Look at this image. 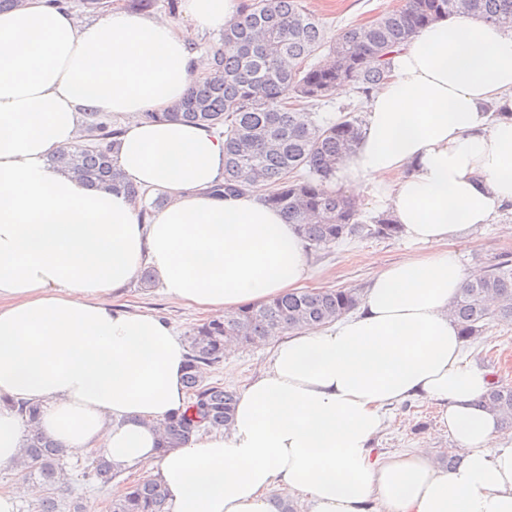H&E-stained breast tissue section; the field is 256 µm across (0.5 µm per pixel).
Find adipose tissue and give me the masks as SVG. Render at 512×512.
Here are the masks:
<instances>
[{
	"label": "adipose tissue",
	"instance_id": "adipose-tissue-1",
	"mask_svg": "<svg viewBox=\"0 0 512 512\" xmlns=\"http://www.w3.org/2000/svg\"><path fill=\"white\" fill-rule=\"evenodd\" d=\"M100 2L86 22L55 0L0 11V467L20 454L27 400L68 454L150 464L170 512H276L277 487L306 512H512V445L478 404L491 378L448 315L467 278L450 243L512 205V28L449 14L419 29L338 163L428 253L376 273L352 316L280 341L229 428L161 451L159 424L189 406L186 347L117 297L147 266L168 299L220 317L298 287L309 256L260 197L213 193L221 134L151 118L199 75L190 34L222 29L238 0H181L180 29ZM92 115L121 119L117 166L165 197L151 220L49 165ZM407 398L443 405L456 468L424 447L374 456L384 407Z\"/></svg>",
	"mask_w": 512,
	"mask_h": 512
}]
</instances>
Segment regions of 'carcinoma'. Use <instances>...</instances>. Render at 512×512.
<instances>
[{
    "mask_svg": "<svg viewBox=\"0 0 512 512\" xmlns=\"http://www.w3.org/2000/svg\"><path fill=\"white\" fill-rule=\"evenodd\" d=\"M451 13L512 26V0H405L401 7L328 39L301 0L244 4L224 25L223 46L204 62L203 77L170 111L146 117L205 125L224 136V181L214 192L257 193L267 182L281 184L282 190L266 202L310 246L325 249L352 237H395L400 225L391 211L364 221L352 198L330 189L337 162L359 144L358 120L322 123L310 108L343 86L369 94L418 29ZM121 134L115 123H92L89 144L63 151L51 163L92 187L124 189L141 201L140 216L147 220L166 198L160 195L147 206L144 194L125 181L111 157ZM359 301L351 288L293 290L197 327L190 336L185 374L192 413L164 424L162 447H178L200 431L230 425L236 392L204 383L225 350L330 324L355 310ZM449 314L466 341L480 335L489 318L512 323V259L466 279ZM482 402L498 414L502 427L512 428V386L492 385ZM14 408L28 425H35L40 405L21 401ZM65 453L59 443L33 429L17 468L54 487L64 480ZM167 498L164 487L146 479L113 499L111 512H167Z\"/></svg>",
    "mask_w": 512,
    "mask_h": 512,
    "instance_id": "carcinoma-1",
    "label": "carcinoma"
}]
</instances>
